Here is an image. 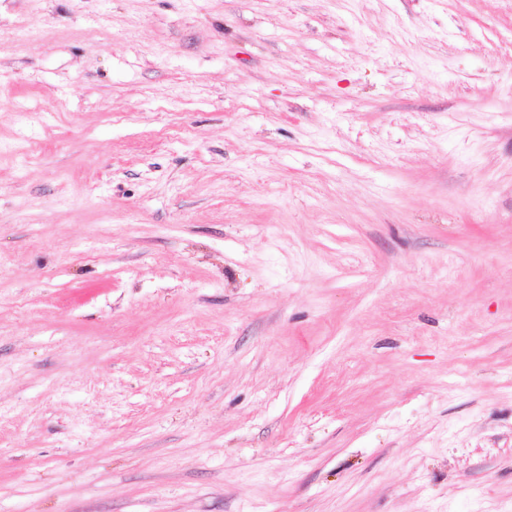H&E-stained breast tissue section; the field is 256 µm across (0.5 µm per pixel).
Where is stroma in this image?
I'll return each instance as SVG.
<instances>
[{"label": "stroma", "instance_id": "obj_1", "mask_svg": "<svg viewBox=\"0 0 512 512\" xmlns=\"http://www.w3.org/2000/svg\"><path fill=\"white\" fill-rule=\"evenodd\" d=\"M0 512H512V0H0Z\"/></svg>", "mask_w": 512, "mask_h": 512}]
</instances>
